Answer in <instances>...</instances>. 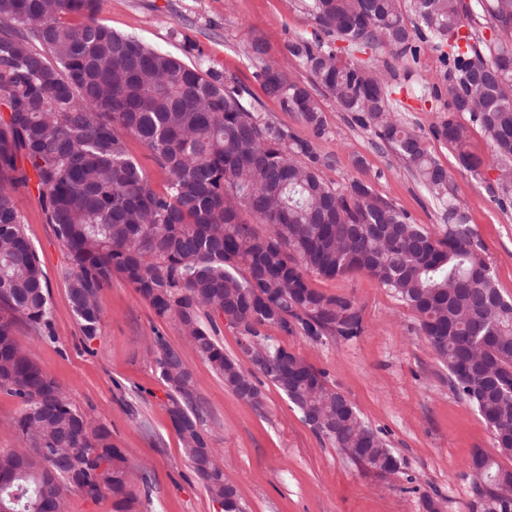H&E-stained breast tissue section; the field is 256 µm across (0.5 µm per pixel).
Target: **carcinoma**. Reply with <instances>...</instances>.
<instances>
[{"instance_id": "obj_1", "label": "carcinoma", "mask_w": 512, "mask_h": 512, "mask_svg": "<svg viewBox=\"0 0 512 512\" xmlns=\"http://www.w3.org/2000/svg\"><path fill=\"white\" fill-rule=\"evenodd\" d=\"M496 25L482 49L463 0H308L313 36L288 53L337 108L387 146L441 206V234L415 224L359 179L337 189L321 176L313 144L264 118L249 90L200 58L154 49L98 21L101 0H0V392L18 399L22 447L0 451V512H63L75 492L133 512L135 464L110 431L70 402L15 335L23 319L50 331L51 304L40 260L23 231L16 190L23 153L48 223L68 252L67 294L85 338L98 334L99 293L120 275L164 319L176 322L197 355L236 396L259 407L264 382L279 388L305 421L362 469L400 472L399 459L354 404L266 329L351 340L365 329L354 298L327 295L312 278L365 273L417 315L419 333L448 368L455 392L479 413L495 447L512 456V299L505 298L468 216L448 198V170L400 118L399 83L381 77L377 53L415 58L429 43L442 71L429 86L446 100L436 130L464 170L468 115L486 137L502 196L512 175V0H478ZM342 46H336V43ZM264 93L319 136L323 113L308 85L245 50ZM133 136L167 175L154 188L132 159ZM262 350L254 373L224 353L215 318ZM151 353L168 388L169 413L185 457L223 512H245L216 464L193 372L164 336ZM469 512H485L512 470L480 451L468 464Z\"/></svg>"}]
</instances>
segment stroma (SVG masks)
I'll return each instance as SVG.
<instances>
[{
  "label": "stroma",
  "instance_id": "1",
  "mask_svg": "<svg viewBox=\"0 0 512 512\" xmlns=\"http://www.w3.org/2000/svg\"><path fill=\"white\" fill-rule=\"evenodd\" d=\"M98 18L116 32L184 56L187 64L202 57L236 75L267 118L311 140L326 161L323 175L334 187L363 180L414 223L443 229L438 202L328 96L315 95L326 126L325 134L317 137L294 113L267 97L255 79V67L243 49L258 39L266 44L270 60L291 78L309 83V73L286 51L288 41L311 36L314 30L306 0H102ZM188 40L196 46L189 56L183 53ZM397 69L402 118L447 168L451 199L469 216L501 293L512 298V206L498 204L494 170L475 179L434 134L447 114L445 104L428 92L441 69L437 53L421 47L417 59L402 60ZM18 196L24 233L49 288L52 315L49 334L34 332L20 320L15 334L73 405L100 419L113 443L129 450L136 464L135 488L149 494L140 512H217L172 425L166 388L149 352V339L156 333L193 371L210 445L247 512H425L427 497L438 503L439 512H469L473 487L467 464L474 451L482 450L512 469V458L495 448L478 412L455 393L447 368L419 337L415 313L370 276L352 273L313 281L325 294L356 300L367 325L361 336L315 341L274 328L267 334L326 372L361 417L382 432L402 463L401 473L382 478L361 470L318 435L273 385L264 386L262 406L238 398L197 356L176 324L158 318L120 276L100 291L99 332L86 339L67 296L66 250L46 221L35 188H20ZM408 473L415 476V485H407Z\"/></svg>",
  "mask_w": 512,
  "mask_h": 512
}]
</instances>
